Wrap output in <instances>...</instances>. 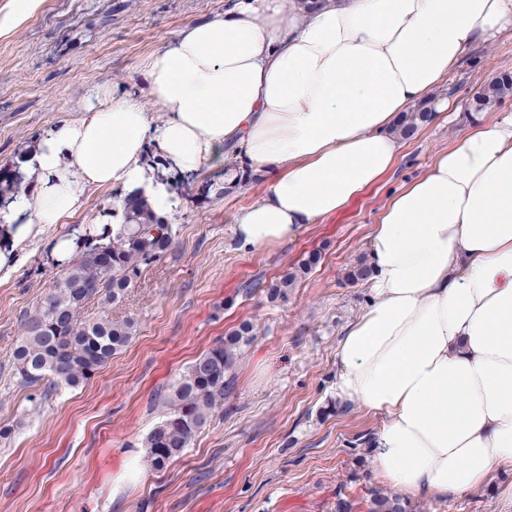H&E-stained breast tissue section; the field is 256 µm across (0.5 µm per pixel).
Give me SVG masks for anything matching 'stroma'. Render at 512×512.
I'll list each match as a JSON object with an SVG mask.
<instances>
[{"label":"stroma","mask_w":512,"mask_h":512,"mask_svg":"<svg viewBox=\"0 0 512 512\" xmlns=\"http://www.w3.org/2000/svg\"><path fill=\"white\" fill-rule=\"evenodd\" d=\"M37 0L0 32V169L14 167L54 124L79 118L108 88L141 98L143 67L172 46L188 24L223 13L227 0ZM512 72V37L475 45L441 88L460 112L433 121L404 141L395 167L335 215L305 225L285 243L243 250L233 217L263 193L257 178L232 192L224 171L212 188L178 183L181 204L169 220L174 245L144 273L122 307L138 332L84 385L60 388L23 415L30 388L13 367L20 319L60 273L49 242L101 222L114 189L92 191L82 213L19 243L13 274L0 280V512H336L337 500L369 512L383 490L371 443L384 422L333 391L336 344L364 307L365 284L346 269L366 255L390 197L421 174L468 128L478 87ZM318 264L287 301L268 288L310 252ZM261 288L244 294L245 283ZM257 329L238 364L223 414L165 469H151L141 442L159 418L156 392L242 322ZM512 471L491 472L469 496L415 499L417 512H500L499 486Z\"/></svg>","instance_id":"1"}]
</instances>
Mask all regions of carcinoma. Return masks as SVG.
Listing matches in <instances>:
<instances>
[{
  "label": "carcinoma",
  "mask_w": 512,
  "mask_h": 512,
  "mask_svg": "<svg viewBox=\"0 0 512 512\" xmlns=\"http://www.w3.org/2000/svg\"><path fill=\"white\" fill-rule=\"evenodd\" d=\"M512 97V74L504 72L485 82L474 98L481 112ZM422 107L405 114L400 134L409 139L428 122ZM77 251L62 264L59 276L43 300L21 319V340L13 352L14 367L26 386L40 392L29 396L37 407L56 389L76 388L106 365L136 335L138 322L114 316L143 273L163 259L173 245L168 219L156 214L142 198L127 197L121 223L95 233L75 234ZM315 254L268 288L270 300L285 301L298 279L318 262ZM257 338L254 325L243 322L189 363L178 377L158 390V422L144 438L146 462L166 468L189 447L194 436L224 408L234 389L235 373L244 349ZM371 512H413L403 498L376 492Z\"/></svg>",
  "instance_id": "1"
}]
</instances>
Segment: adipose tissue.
Instances as JSON below:
<instances>
[{
    "label": "adipose tissue",
    "mask_w": 512,
    "mask_h": 512,
    "mask_svg": "<svg viewBox=\"0 0 512 512\" xmlns=\"http://www.w3.org/2000/svg\"><path fill=\"white\" fill-rule=\"evenodd\" d=\"M512 34V0H230L145 63L146 99L106 89L38 140L34 188L0 213L34 238L119 186L161 215L163 179L225 167L261 177L234 216L242 248L284 243L394 167L397 124L484 37ZM164 112L153 123L146 111ZM369 299L336 348L337 400L384 416L376 473L401 496L459 498L512 466V113L469 115L461 141L382 210Z\"/></svg>",
    "instance_id": "obj_1"
}]
</instances>
